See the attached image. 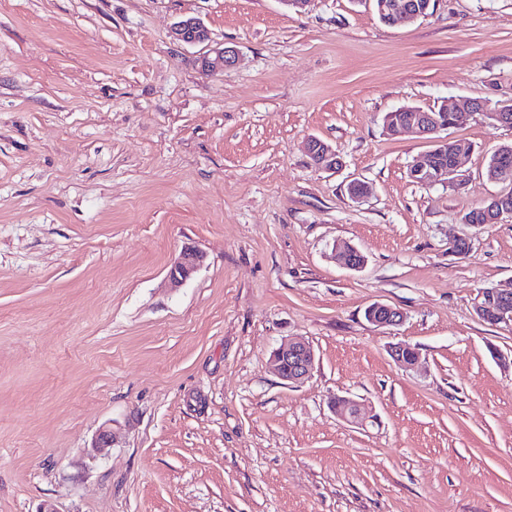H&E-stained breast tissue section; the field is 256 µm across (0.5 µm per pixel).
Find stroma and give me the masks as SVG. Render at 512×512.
I'll list each match as a JSON object with an SVG mask.
<instances>
[{"instance_id": "1", "label": "stroma", "mask_w": 512, "mask_h": 512, "mask_svg": "<svg viewBox=\"0 0 512 512\" xmlns=\"http://www.w3.org/2000/svg\"><path fill=\"white\" fill-rule=\"evenodd\" d=\"M188 17L208 45L172 38ZM470 99H512V0L393 24L371 0H0V512H512V321L475 312L512 281V218L462 221L504 191L512 127L448 129L459 189L413 182L432 142L383 128ZM188 247L205 264L170 287ZM292 336L316 353L296 385ZM236 62L234 50L229 48L213 49L201 57V66L208 72H220ZM504 174H510L511 181L509 184L512 185V145L499 147L492 154L487 165L486 175L488 179L502 182L505 178ZM366 317L369 322L386 327L399 325L403 319V313L382 303H374L367 307ZM312 346L301 338H292L273 352V362L279 378L289 384L308 379L315 366Z\"/></svg>"}]
</instances>
